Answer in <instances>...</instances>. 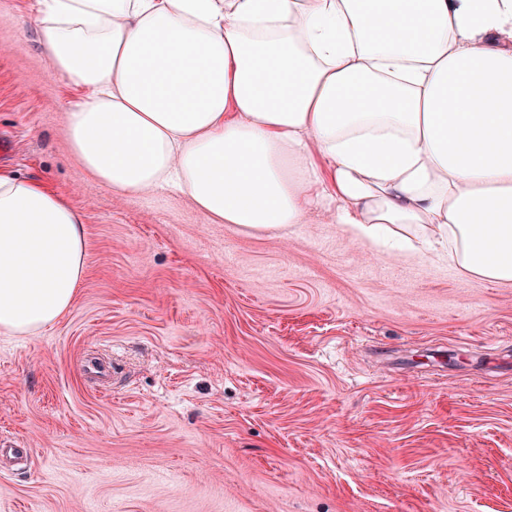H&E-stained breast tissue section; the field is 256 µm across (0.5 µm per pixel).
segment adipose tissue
Here are the masks:
<instances>
[{
    "label": "adipose tissue",
    "mask_w": 512,
    "mask_h": 512,
    "mask_svg": "<svg viewBox=\"0 0 512 512\" xmlns=\"http://www.w3.org/2000/svg\"><path fill=\"white\" fill-rule=\"evenodd\" d=\"M37 5L44 54L87 96L69 149L109 190L170 185L254 231L324 199L376 251L512 283V0ZM85 269L66 196L0 168V334L53 325Z\"/></svg>",
    "instance_id": "ef3b65f1"
}]
</instances>
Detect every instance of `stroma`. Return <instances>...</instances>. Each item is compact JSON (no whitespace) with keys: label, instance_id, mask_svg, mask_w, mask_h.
I'll return each instance as SVG.
<instances>
[{"label":"stroma","instance_id":"stroma-1","mask_svg":"<svg viewBox=\"0 0 512 512\" xmlns=\"http://www.w3.org/2000/svg\"><path fill=\"white\" fill-rule=\"evenodd\" d=\"M0 0V167L86 229L71 309L0 334V512H512V285L375 252L313 205L213 224L70 153L83 91ZM110 363L100 386L87 360Z\"/></svg>","mask_w":512,"mask_h":512}]
</instances>
